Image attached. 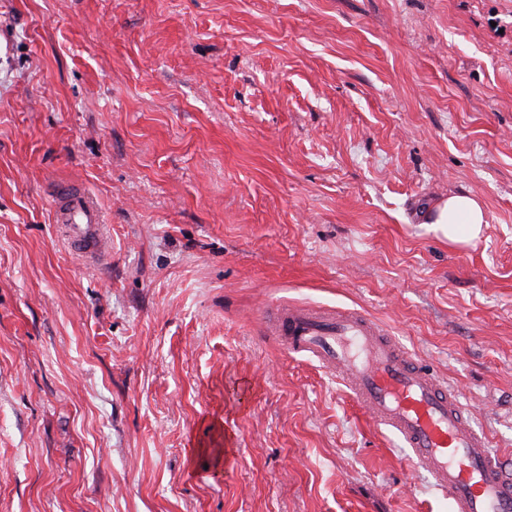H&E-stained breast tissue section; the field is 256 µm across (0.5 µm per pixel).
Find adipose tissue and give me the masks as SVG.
<instances>
[{
    "mask_svg": "<svg viewBox=\"0 0 512 512\" xmlns=\"http://www.w3.org/2000/svg\"><path fill=\"white\" fill-rule=\"evenodd\" d=\"M426 222L443 239L458 245L478 240L487 218L482 204L474 196L460 192L448 195L430 207Z\"/></svg>",
    "mask_w": 512,
    "mask_h": 512,
    "instance_id": "obj_1",
    "label": "adipose tissue"
}]
</instances>
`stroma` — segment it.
<instances>
[{"label": "stroma", "mask_w": 512, "mask_h": 512, "mask_svg": "<svg viewBox=\"0 0 512 512\" xmlns=\"http://www.w3.org/2000/svg\"><path fill=\"white\" fill-rule=\"evenodd\" d=\"M279 305L380 323L512 470V0H0V512H448ZM55 222L63 224L67 245L88 259L108 252L107 226L96 197L80 185L64 181L52 195ZM487 223L482 204L474 196L463 192L438 200L427 210L425 222L454 245L478 240Z\"/></svg>", "instance_id": "35a3bbf8"}]
</instances>
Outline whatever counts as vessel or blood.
Segmentation results:
<instances>
[{
    "label": "vessel or blood",
    "mask_w": 512,
    "mask_h": 512,
    "mask_svg": "<svg viewBox=\"0 0 512 512\" xmlns=\"http://www.w3.org/2000/svg\"><path fill=\"white\" fill-rule=\"evenodd\" d=\"M54 219L67 245L94 259L108 251L96 197L58 183ZM273 332L290 352L314 357L336 375L377 427L391 432L448 496L451 512H512V470L465 415L461 395L412 358L380 324L351 311L271 309Z\"/></svg>",
    "instance_id": "obj_1"
}]
</instances>
